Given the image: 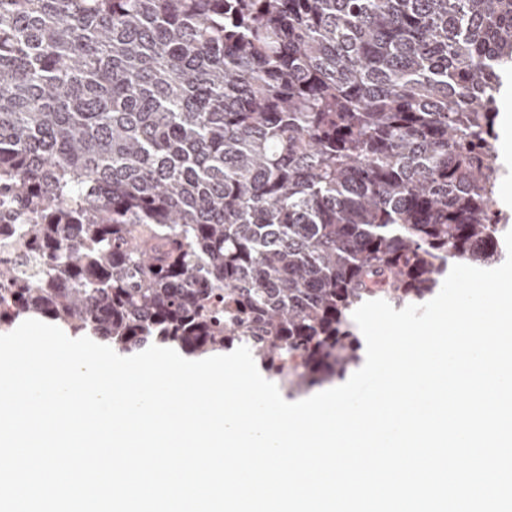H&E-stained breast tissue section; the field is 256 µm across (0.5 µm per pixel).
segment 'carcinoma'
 Instances as JSON below:
<instances>
[{
    "instance_id": "cac0c4a2",
    "label": "carcinoma",
    "mask_w": 512,
    "mask_h": 512,
    "mask_svg": "<svg viewBox=\"0 0 512 512\" xmlns=\"http://www.w3.org/2000/svg\"><path fill=\"white\" fill-rule=\"evenodd\" d=\"M510 71L512 0H0V329L343 379L362 303L502 259ZM499 112L496 119V130L498 132V138L494 142L497 154L499 156L500 161H508L511 163V177L504 181L503 183H500L498 193H497V199L500 203V206L504 209H507L511 211V230H512V123H508L504 125L505 129L507 130V135L505 137V141L507 143L511 144V151H509V154L505 156L503 152L500 149V143L502 140V126H501V116L504 112H508L509 114H512V89L509 92V94L502 96L499 99L498 102Z\"/></svg>"
}]
</instances>
